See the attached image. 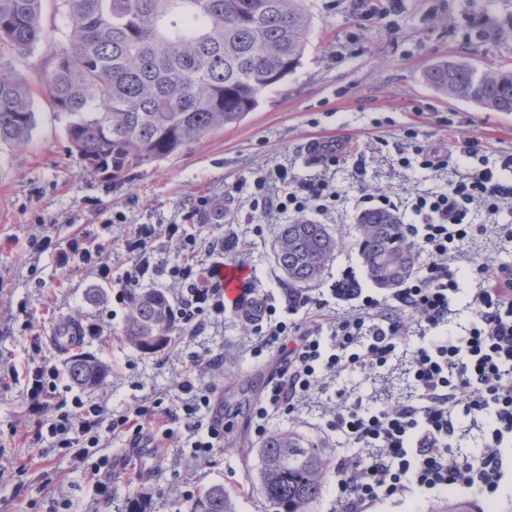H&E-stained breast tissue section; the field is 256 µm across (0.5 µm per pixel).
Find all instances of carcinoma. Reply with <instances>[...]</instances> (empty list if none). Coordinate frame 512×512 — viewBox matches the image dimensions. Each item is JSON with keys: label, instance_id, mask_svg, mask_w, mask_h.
Segmentation results:
<instances>
[{"label": "carcinoma", "instance_id": "obj_1", "mask_svg": "<svg viewBox=\"0 0 512 512\" xmlns=\"http://www.w3.org/2000/svg\"><path fill=\"white\" fill-rule=\"evenodd\" d=\"M44 0H0V146L20 152L36 127L35 99L5 57L32 53L45 31ZM72 20L67 45L43 87L66 119L70 151L84 169L117 182L168 159L205 136L240 123L262 95L293 73L309 46L311 18L302 0H61ZM426 82L452 99L512 112V69L477 68L464 57L431 65ZM351 245L379 288L402 286L419 254L393 211L357 218ZM345 245L324 225L282 226L273 250L288 289L305 291ZM171 294L133 290L123 333L154 353L171 341ZM70 381L102 389L108 366L79 354ZM258 483L275 512H309L328 465L311 442L283 430L260 443ZM189 512H237L224 485L208 488Z\"/></svg>", "mask_w": 512, "mask_h": 512}]
</instances>
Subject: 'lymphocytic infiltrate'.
I'll use <instances>...</instances> for the list:
<instances>
[{"mask_svg":"<svg viewBox=\"0 0 512 512\" xmlns=\"http://www.w3.org/2000/svg\"><path fill=\"white\" fill-rule=\"evenodd\" d=\"M457 150L474 164L438 190L400 201L366 192L357 198L358 208L402 210L414 218L406 232L421 265L391 299L358 288L354 306L328 317L322 298L300 293L281 310L248 279L232 306L253 327L252 355L269 357L274 365L253 404L255 435L264 434L270 416L296 413L313 386L331 405L323 428L345 448L336 457L332 512H376L387 501L449 489L489 501L512 478V263L487 262L476 250L485 236L500 249L512 247V182L504 178L512 154L490 160L474 137ZM337 198L325 172L297 179L277 164L268 178L255 180L250 206L265 217L324 216ZM111 232V219H104L85 242L62 247L63 262L92 269L108 282V259L119 250L126 270L116 282L117 303L127 302L131 289L152 272L186 288L175 312L182 335L223 322L230 307L224 298V235L203 238L176 224H139L116 246ZM164 246L180 252V264L160 262ZM464 276L473 291L463 302ZM223 368V352L190 356L168 393L142 395L118 415L102 395L74 396L69 409L40 424L36 441L71 452L93 484L96 506L110 505L112 462L102 448L112 435L127 433L137 443L148 428L154 440L188 449L198 459L223 448L232 423L223 401L202 382ZM396 372L407 390L380 404L364 402L357 386L338 384L344 375L386 383Z\"/></svg>","mask_w":512,"mask_h":512,"instance_id":"lymphocytic-infiltrate-1","label":"lymphocytic infiltrate"}]
</instances>
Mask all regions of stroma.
<instances>
[{"label":"stroma","instance_id":"stroma-1","mask_svg":"<svg viewBox=\"0 0 512 512\" xmlns=\"http://www.w3.org/2000/svg\"><path fill=\"white\" fill-rule=\"evenodd\" d=\"M304 6L313 18L310 45L286 81L267 91L239 124L132 170L121 184L82 169L69 151L66 121L40 83L69 24L54 0L43 4L47 40L16 64L35 92L37 124L23 154L0 148V364L20 367L33 358L64 365V353L46 338L60 322H80L85 332L74 351L110 365L104 394L120 412L141 393L165 391L191 354H224V404L237 413L229 451L191 463L176 448L139 455L123 438H114L108 453L119 512L135 498L147 512H188L186 490L199 493L215 483L233 493L238 512H272L255 481L261 439L250 424L251 406L270 367L251 356L254 336L242 333L239 312L227 313L223 323L207 325L199 335L175 337L160 351L141 352L122 334L126 305L110 295L90 302L89 289L100 285L95 275L63 268L56 250H31L30 238L48 234L66 243L95 232L115 212L125 218L112 227L117 239L132 224L193 220L237 236L256 288L282 303L288 287L272 259L280 227L262 223L247 204L260 169L290 163L296 174L307 175L306 144L316 137L342 140L346 153L335 175L340 199L322 219L336 235L357 221L358 185L401 196L438 187L429 172L386 164L405 129H416L422 144L450 154L451 169L460 173L470 162L452 153L455 140L474 136L491 154L512 153V112L449 100L423 80L430 64L451 56L468 57L481 68L512 67V39L499 36L512 26V0H402L395 13L385 12L382 0H304ZM372 10L378 13L375 23L362 26L361 13ZM201 197L210 200L211 211L189 218L191 204ZM28 317L44 338L40 348H33L22 327ZM26 388L23 378L0 382V512H53L61 499L70 502V512H91L94 492L80 464L62 450L40 454L31 446L36 423L70 403L69 383L36 402ZM319 423L312 399L294 416L271 417L267 427L318 442L330 461L336 444L324 439ZM147 464L155 477L138 481Z\"/></svg>","mask_w":512,"mask_h":512}]
</instances>
